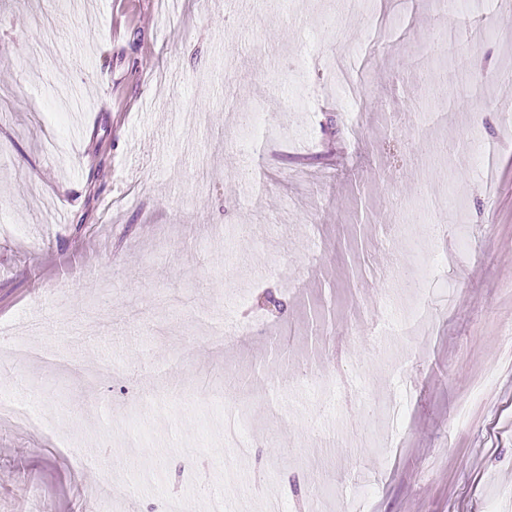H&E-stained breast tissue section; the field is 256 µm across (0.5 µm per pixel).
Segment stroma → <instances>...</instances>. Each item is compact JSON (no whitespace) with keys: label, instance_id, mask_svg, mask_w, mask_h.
<instances>
[{"label":"stroma","instance_id":"obj_1","mask_svg":"<svg viewBox=\"0 0 512 512\" xmlns=\"http://www.w3.org/2000/svg\"><path fill=\"white\" fill-rule=\"evenodd\" d=\"M437 24L435 0H0V325L56 359L0 356V395L58 411L0 421V512L107 487L101 512H208L227 478L235 512H512V18ZM257 110L279 137L243 131ZM426 246L453 265L382 296ZM408 296L427 324L378 336Z\"/></svg>","mask_w":512,"mask_h":512}]
</instances>
